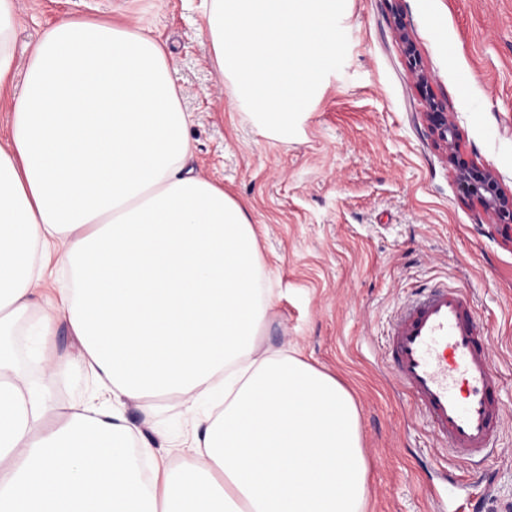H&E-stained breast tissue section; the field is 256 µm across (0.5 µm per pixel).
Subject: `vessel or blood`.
<instances>
[{
  "instance_id": "obj_1",
  "label": "vessel or blood",
  "mask_w": 512,
  "mask_h": 512,
  "mask_svg": "<svg viewBox=\"0 0 512 512\" xmlns=\"http://www.w3.org/2000/svg\"><path fill=\"white\" fill-rule=\"evenodd\" d=\"M387 350L398 384L430 422L452 463L476 465L494 452L501 387L467 289H417L397 312Z\"/></svg>"
}]
</instances>
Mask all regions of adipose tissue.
<instances>
[{
  "label": "adipose tissue",
  "mask_w": 512,
  "mask_h": 512,
  "mask_svg": "<svg viewBox=\"0 0 512 512\" xmlns=\"http://www.w3.org/2000/svg\"><path fill=\"white\" fill-rule=\"evenodd\" d=\"M0 0V91L16 69ZM0 143V512H362L357 406L298 357L259 352L271 309L244 204L186 170L191 116L161 43L63 18L32 47ZM64 278L41 297L47 280ZM78 342L54 353L58 323ZM40 338L38 380L15 338ZM98 386L62 405L72 366ZM176 399L159 449L122 407Z\"/></svg>",
  "instance_id": "ef3b65f1"
}]
</instances>
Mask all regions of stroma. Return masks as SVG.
Instances as JSON below:
<instances>
[{
	"instance_id": "35a3bbf8",
	"label": "stroma",
	"mask_w": 512,
	"mask_h": 512,
	"mask_svg": "<svg viewBox=\"0 0 512 512\" xmlns=\"http://www.w3.org/2000/svg\"><path fill=\"white\" fill-rule=\"evenodd\" d=\"M402 8L463 152L512 191V0H402ZM15 9V96L31 46L60 17L124 25L164 44L192 115L187 165L245 203L257 231L273 294L258 346L298 350L354 398L370 463L365 512H435L447 498L448 457L396 383L386 340L414 289L442 282L471 291L504 413L490 460L456 475L480 512H512V234L478 225L429 136L388 0H349L344 66L285 140L264 136L238 109L207 36V0H15ZM124 417L157 445L189 430L175 400L149 419L130 403Z\"/></svg>"
}]
</instances>
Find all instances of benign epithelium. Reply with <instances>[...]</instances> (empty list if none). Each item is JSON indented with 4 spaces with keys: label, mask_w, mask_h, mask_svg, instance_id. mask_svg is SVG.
Here are the masks:
<instances>
[{
    "label": "benign epithelium",
    "mask_w": 512,
    "mask_h": 512,
    "mask_svg": "<svg viewBox=\"0 0 512 512\" xmlns=\"http://www.w3.org/2000/svg\"><path fill=\"white\" fill-rule=\"evenodd\" d=\"M393 24L403 44L404 53L412 69L417 87L425 102L424 112L429 134L437 145L448 153L458 182L476 202L480 220L490 225L509 227L512 225V191L504 190L493 172L474 159L464 156L459 148L461 140L457 125L448 112V105L434 94L428 74L421 68V59L414 42L410 39L402 0H390Z\"/></svg>",
    "instance_id": "7a95c632"
}]
</instances>
